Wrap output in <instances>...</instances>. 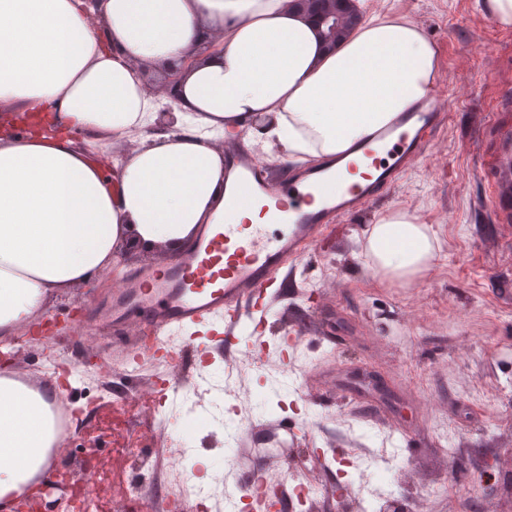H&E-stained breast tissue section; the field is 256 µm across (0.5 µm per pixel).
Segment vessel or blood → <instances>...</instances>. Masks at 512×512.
I'll return each instance as SVG.
<instances>
[{
    "label": "vessel or blood",
    "mask_w": 512,
    "mask_h": 512,
    "mask_svg": "<svg viewBox=\"0 0 512 512\" xmlns=\"http://www.w3.org/2000/svg\"><path fill=\"white\" fill-rule=\"evenodd\" d=\"M445 103L443 91L430 89L420 109L401 113L356 143L354 154L370 167L359 182L349 178L355 161L341 156L296 165L274 179L240 139L225 140V193L240 206L259 207L261 223H235L229 207L216 212L176 265L128 277L112 300L113 326L146 333L149 348L168 360L173 354L167 338L205 319L223 321L225 332L233 333L254 297L276 283L289 260L312 249L325 225L381 197L428 154ZM491 169L493 207L499 220L511 222L512 131L503 133Z\"/></svg>",
    "instance_id": "vessel-or-blood-1"
}]
</instances>
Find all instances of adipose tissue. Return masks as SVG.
<instances>
[{"mask_svg":"<svg viewBox=\"0 0 512 512\" xmlns=\"http://www.w3.org/2000/svg\"><path fill=\"white\" fill-rule=\"evenodd\" d=\"M144 67L181 70L172 130L155 129L166 97ZM437 67L435 45L402 17H372L326 50L292 0H102L94 20L84 0H0V103L30 124L0 137V336L108 274L126 247H187L224 206L226 133L295 161L332 158L424 103ZM76 130L132 148L109 174ZM368 246L389 280L422 278L435 257L428 225L406 212L373 224ZM61 440L42 392L1 374L0 501Z\"/></svg>","mask_w":512,"mask_h":512,"instance_id":"obj_1","label":"adipose tissue"}]
</instances>
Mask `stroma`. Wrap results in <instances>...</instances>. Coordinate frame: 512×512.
Listing matches in <instances>:
<instances>
[{"instance_id":"obj_1","label":"stroma","mask_w":512,"mask_h":512,"mask_svg":"<svg viewBox=\"0 0 512 512\" xmlns=\"http://www.w3.org/2000/svg\"><path fill=\"white\" fill-rule=\"evenodd\" d=\"M483 0H364L366 15L418 24L438 54L446 119L432 153L363 211L332 224L310 257L288 270L289 288L270 289L261 308L236 333H259L278 377L257 368L228 372L221 356L204 370L236 391L196 386L200 370L184 355L174 373L182 398L166 404V424L126 411L125 435L111 421L88 431L71 419L57 468L97 462L94 505L104 512L113 473L126 485L143 461L161 466L175 444L186 485L199 483L226 450L249 453L261 474L297 471L323 487L313 500L285 502L284 512H358L362 465L391 468L394 497L408 512H512V228L499 225L483 174L501 125L512 122V27L496 24ZM395 210L416 214L436 232L441 249L426 277L409 285L380 283L367 267L366 231ZM111 290L75 288L49 301L20 335L0 337L6 368L52 382V395L84 408L89 397L112 407L118 397L152 393L163 365L137 355V343L111 345L107 313L92 310ZM54 319L52 338L35 329ZM304 334L289 360L283 338ZM376 366L397 408L370 391H353L339 370ZM251 421L234 444L226 419ZM211 415L179 439L190 416Z\"/></svg>"}]
</instances>
